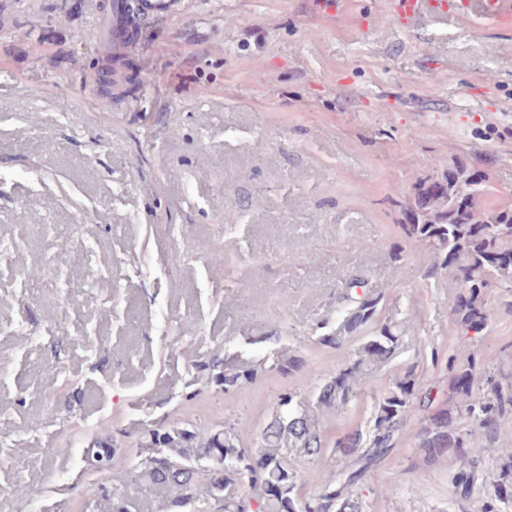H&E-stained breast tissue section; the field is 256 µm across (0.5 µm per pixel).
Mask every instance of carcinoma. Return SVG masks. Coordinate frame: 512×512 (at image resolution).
I'll use <instances>...</instances> for the list:
<instances>
[{"mask_svg":"<svg viewBox=\"0 0 512 512\" xmlns=\"http://www.w3.org/2000/svg\"><path fill=\"white\" fill-rule=\"evenodd\" d=\"M487 186L486 174L476 173L465 161H455L442 178L417 185L411 220L401 225L407 239L433 255L428 275L445 274L459 288L451 312L465 333H478L486 325L487 297L492 291L512 293V207L485 215ZM358 286V280H351L342 296L345 313L337 318V327L317 337V342L341 350L346 335L368 324L372 336L348 353L333 377L320 381L305 370L306 363L296 350L298 339L274 329L243 342L229 338L224 341V355L192 361L196 378L184 393L187 401L212 391L230 398L274 372L288 377L306 371L314 383L313 399L304 400L286 388L278 392L256 447L243 442L245 423L229 419L213 427L190 420L145 423L137 442L123 446L109 434L93 438L82 448L83 457L107 483L94 512H133L118 488L123 480H144L157 490L171 491L176 494L175 506L187 512H363L362 499L352 488L392 448L414 400L429 406L433 400L415 368H409L378 400L369 430H356L336 442L342 453L358 456L359 467L329 471L318 492H302L291 454L313 457L323 452L327 447L324 417L355 396V372L367 361L389 357L399 340L389 325L376 320L380 297L365 291L359 294ZM257 343L266 345L267 352L254 358L247 346ZM461 359L460 363L448 360L452 381L448 407L431 412L416 434L418 447L429 461L450 454L459 460L466 457L469 433L460 427L462 421L470 420L491 435L498 421L512 414V372L477 376L475 354L465 349ZM119 453L132 455L138 462L115 473L112 460ZM500 477L498 497L502 499L512 486V455L502 463ZM474 482V471L461 468L454 487L466 499Z\"/></svg>","mask_w":512,"mask_h":512,"instance_id":"carcinoma-1","label":"carcinoma"}]
</instances>
